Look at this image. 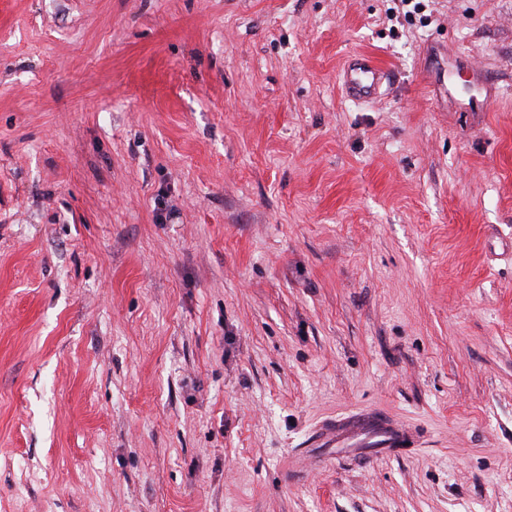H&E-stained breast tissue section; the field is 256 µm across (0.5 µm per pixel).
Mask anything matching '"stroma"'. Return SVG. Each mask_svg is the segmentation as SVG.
<instances>
[{
    "instance_id": "obj_1",
    "label": "stroma",
    "mask_w": 512,
    "mask_h": 512,
    "mask_svg": "<svg viewBox=\"0 0 512 512\" xmlns=\"http://www.w3.org/2000/svg\"><path fill=\"white\" fill-rule=\"evenodd\" d=\"M0 512H512V0H0ZM387 70L368 54L357 55L343 70L346 93L353 99H373L386 80ZM320 446L329 448H410L419 440L416 430L392 423L377 409L349 415L324 429Z\"/></svg>"
}]
</instances>
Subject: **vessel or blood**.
I'll return each mask as SVG.
<instances>
[{
  "label": "vessel or blood",
  "instance_id": "1",
  "mask_svg": "<svg viewBox=\"0 0 512 512\" xmlns=\"http://www.w3.org/2000/svg\"><path fill=\"white\" fill-rule=\"evenodd\" d=\"M386 79L385 69L368 54L357 55L343 71L348 96L375 98ZM324 446L339 448H410L419 440L417 431L391 422L379 410H363L349 415L324 429Z\"/></svg>",
  "mask_w": 512,
  "mask_h": 512
}]
</instances>
